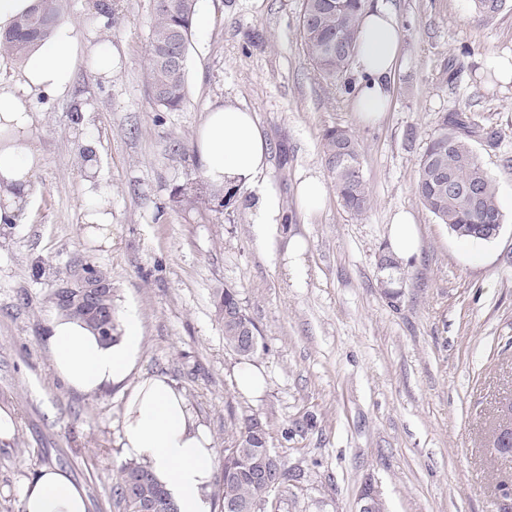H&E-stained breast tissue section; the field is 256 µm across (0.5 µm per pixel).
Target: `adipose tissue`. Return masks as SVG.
<instances>
[{"instance_id": "ef3b65f1", "label": "adipose tissue", "mask_w": 512, "mask_h": 512, "mask_svg": "<svg viewBox=\"0 0 512 512\" xmlns=\"http://www.w3.org/2000/svg\"><path fill=\"white\" fill-rule=\"evenodd\" d=\"M106 21L105 14H97L81 30L70 20L59 21L16 75L0 78V217L13 214L23 202L42 164L41 154L30 143L35 121L31 93L64 96L84 58L99 74H111L112 43L97 36ZM401 46V32L391 13L378 6L366 8L354 62L358 83L352 106L360 124H377L388 111V83ZM196 146L210 184L239 185L254 192V232L259 242H271L285 212L278 193L263 179L269 166L268 147L254 112L233 105L211 108L197 131ZM86 189V232L108 241L112 214L106 190L92 178L87 179ZM121 323V337L104 342L81 321L52 317L47 340L53 367L66 385L82 393L125 384L121 431L125 457L149 464L178 512H211L206 492L216 458L212 439L197 425L183 393L167 377L135 374L141 350L136 311L124 312ZM22 500L23 512H88L84 491L65 473L48 467L26 481Z\"/></svg>"}]
</instances>
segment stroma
I'll return each instance as SVG.
<instances>
[{
  "label": "stroma",
  "instance_id": "35a3bbf8",
  "mask_svg": "<svg viewBox=\"0 0 512 512\" xmlns=\"http://www.w3.org/2000/svg\"><path fill=\"white\" fill-rule=\"evenodd\" d=\"M303 0H198L206 32L191 37L189 93L164 112L148 85L154 0H111L101 29L118 58L110 77L87 64L71 92L34 104L32 139L43 156L28 197L0 227V406L16 431L0 443V512H22L23 488L44 467L84 487L89 512H123L112 485L125 390L93 394L55 373L47 344L52 291L84 278L109 281L117 312L142 328L137 373L168 377L216 450L245 418L260 419L269 445L311 473L280 512H357L372 482L385 512H499L495 486L512 472L491 445L512 403V92L487 61L512 53V9L486 19L470 0H382L402 35L378 125H359L348 86L328 80L299 33ZM219 104L250 109L269 150L267 181L285 222L271 244L253 232V193L224 207L203 176L195 137ZM86 114L88 128L71 119ZM462 113L480 163L505 207L499 237L464 248L415 193L419 161L444 114ZM349 130L362 150L369 209L352 215L335 188L322 210L297 201L302 177L328 178L322 134ZM93 135L108 190L111 246L88 242L83 154ZM194 199L175 202V188ZM400 209L416 219L419 253L386 286L380 269ZM306 244L292 273L283 256ZM235 289L259 329L251 365L265 379L241 394L242 359L226 347L215 294Z\"/></svg>",
  "mask_w": 512,
  "mask_h": 512
}]
</instances>
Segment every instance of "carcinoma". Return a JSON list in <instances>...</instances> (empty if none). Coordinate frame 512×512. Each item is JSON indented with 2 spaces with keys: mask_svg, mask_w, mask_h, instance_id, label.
I'll list each match as a JSON object with an SVG mask.
<instances>
[{
  "mask_svg": "<svg viewBox=\"0 0 512 512\" xmlns=\"http://www.w3.org/2000/svg\"><path fill=\"white\" fill-rule=\"evenodd\" d=\"M198 0H155L149 37V84L155 103L166 112L178 110L186 97L185 61L190 46ZM480 16L493 17L507 0H471ZM69 0H37L13 28L0 35V57L22 61L31 45L45 37ZM366 0H304L300 34L307 55L326 78H336L346 71L354 58L359 33V18ZM458 121L441 117L439 128L421 157L415 193L439 223L460 239L491 242L493 230L504 223L495 180L488 175L474 150L448 124ZM325 165L336 194L347 211L363 215L371 202L362 165V153L355 136L341 128L324 131ZM460 191L448 194V178ZM216 308L223 314L224 342L243 358L254 351L238 349L234 323L247 317L238 292L226 288L216 293ZM51 301L58 314L85 322L104 342L120 335L112 289L105 290L100 303L80 300L71 292L65 303L57 294ZM259 421L253 417L232 433L234 447L224 456L223 486L219 497L221 512H236L237 507L255 505L258 512H277L274 491L291 490L305 479L287 465L282 456L268 445V432L256 431ZM113 492L124 512H142L144 503L157 500L158 512H177L170 496L160 497L164 489L154 479L148 465L129 462L118 472Z\"/></svg>",
  "mask_w": 512,
  "mask_h": 512,
  "instance_id": "obj_1",
  "label": "carcinoma"
}]
</instances>
